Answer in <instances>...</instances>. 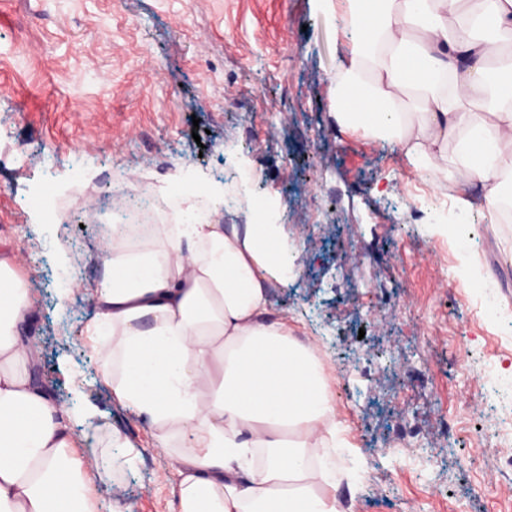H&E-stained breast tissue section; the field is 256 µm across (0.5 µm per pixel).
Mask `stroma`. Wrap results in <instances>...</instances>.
<instances>
[{
  "label": "stroma",
  "mask_w": 512,
  "mask_h": 512,
  "mask_svg": "<svg viewBox=\"0 0 512 512\" xmlns=\"http://www.w3.org/2000/svg\"><path fill=\"white\" fill-rule=\"evenodd\" d=\"M336 64L318 0H0V247L35 300L38 385L81 448L114 427L138 450L113 449L99 487L123 512H171L179 476L103 382L83 287L102 274L117 188L140 174L166 187L178 167L235 196L221 223L271 202L299 243L274 308L347 393V512H512V223L475 213L466 239L434 232L448 197L395 144L338 130ZM478 264L496 274L498 316Z\"/></svg>",
  "instance_id": "stroma-1"
}]
</instances>
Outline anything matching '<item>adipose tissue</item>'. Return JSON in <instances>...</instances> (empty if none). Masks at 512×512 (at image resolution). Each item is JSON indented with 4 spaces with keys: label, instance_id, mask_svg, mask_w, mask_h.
<instances>
[{
    "label": "adipose tissue",
    "instance_id": "1",
    "mask_svg": "<svg viewBox=\"0 0 512 512\" xmlns=\"http://www.w3.org/2000/svg\"><path fill=\"white\" fill-rule=\"evenodd\" d=\"M341 50L331 107L338 127L394 137L451 214L498 223L512 201V0H323ZM160 224L137 249L113 236L103 278L85 291L103 377L177 455L172 512H343L336 490L345 426L312 344L272 309L297 277L282 225L264 208L246 224ZM14 251H0V512H99L97 455L74 450L68 410L31 371L34 302Z\"/></svg>",
    "mask_w": 512,
    "mask_h": 512
}]
</instances>
